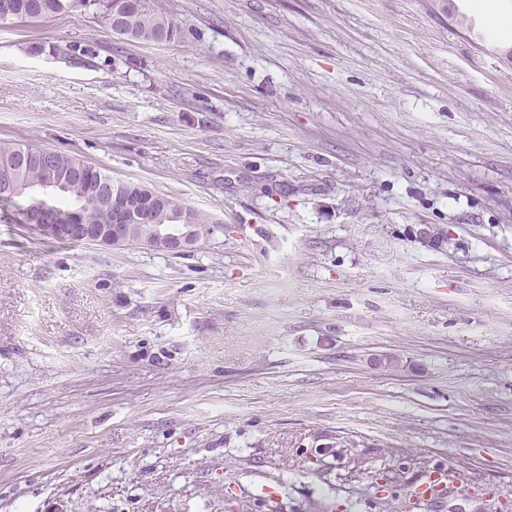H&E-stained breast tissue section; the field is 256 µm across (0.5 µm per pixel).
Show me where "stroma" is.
<instances>
[{
    "mask_svg": "<svg viewBox=\"0 0 512 512\" xmlns=\"http://www.w3.org/2000/svg\"><path fill=\"white\" fill-rule=\"evenodd\" d=\"M145 3L173 42L0 22V142L225 230L173 256L0 207V512H404L435 468L424 512H512V0Z\"/></svg>",
    "mask_w": 512,
    "mask_h": 512,
    "instance_id": "stroma-1",
    "label": "stroma"
}]
</instances>
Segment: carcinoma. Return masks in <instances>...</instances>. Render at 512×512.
<instances>
[{"instance_id":"cac0c4a2","label":"carcinoma","mask_w":512,"mask_h":512,"mask_svg":"<svg viewBox=\"0 0 512 512\" xmlns=\"http://www.w3.org/2000/svg\"><path fill=\"white\" fill-rule=\"evenodd\" d=\"M2 2L10 4L12 18L45 20L73 8L74 0H0ZM92 6L102 11V18L109 26L112 25V11H117L120 16L118 34L127 40L163 44L174 40L179 33L173 19L159 9L149 8L144 0H95L86 4L88 8ZM34 149V145L0 143V172H10L14 180V188L0 190V206L12 205L16 199L28 197L29 203L20 209L25 224L43 223L49 210L63 215L69 209L78 211L80 221L86 224H110L112 217L99 201L100 189L110 185L132 200L155 198L161 224L169 233L177 234L183 224H193L202 242L224 231V225L188 206L180 198L130 180H115L75 154L55 153L58 175H69L83 167L87 172L63 188L45 193L42 184L48 180L46 169L25 155Z\"/></svg>"}]
</instances>
